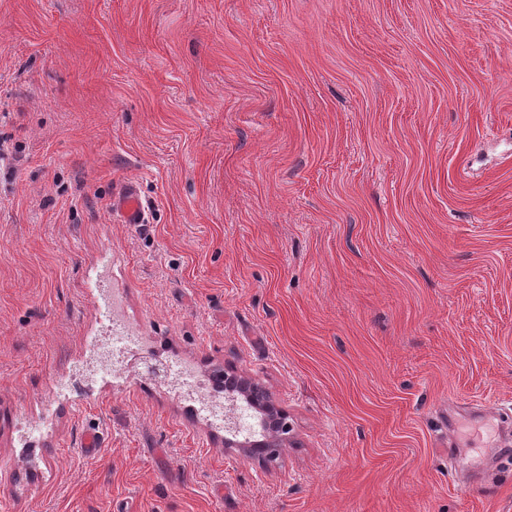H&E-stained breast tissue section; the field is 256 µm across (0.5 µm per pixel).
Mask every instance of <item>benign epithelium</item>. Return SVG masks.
<instances>
[{"label": "benign epithelium", "mask_w": 512, "mask_h": 512, "mask_svg": "<svg viewBox=\"0 0 512 512\" xmlns=\"http://www.w3.org/2000/svg\"><path fill=\"white\" fill-rule=\"evenodd\" d=\"M224 392L230 395V408L241 405L251 410V431L240 435V421L231 420L225 428L228 437L224 447L237 448L247 457L264 452L267 457L279 455L288 439V422L266 393L245 373H224Z\"/></svg>", "instance_id": "7a95c632"}]
</instances>
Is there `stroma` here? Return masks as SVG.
Returning <instances> with one entry per match:
<instances>
[{
  "instance_id": "obj_1",
  "label": "stroma",
  "mask_w": 512,
  "mask_h": 512,
  "mask_svg": "<svg viewBox=\"0 0 512 512\" xmlns=\"http://www.w3.org/2000/svg\"><path fill=\"white\" fill-rule=\"evenodd\" d=\"M0 147V512H512V0H0ZM108 289L279 457L95 379ZM113 208L117 211L124 224L146 223V213L133 184H128L114 198ZM245 373H224V392L229 394V409L234 410L237 404L251 410V431L248 435H240V421H231L225 432V448H238L247 457L260 455L263 451L268 458L279 455L288 439V422L284 414L271 402L266 393ZM242 437V439H239Z\"/></svg>"
}]
</instances>
